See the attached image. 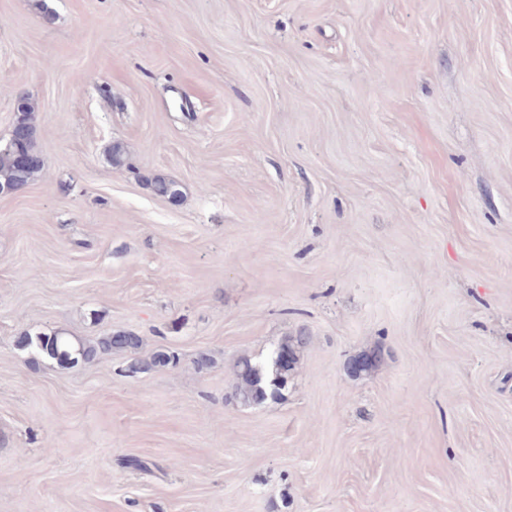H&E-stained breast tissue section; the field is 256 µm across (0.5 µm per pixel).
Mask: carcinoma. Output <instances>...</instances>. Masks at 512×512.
Wrapping results in <instances>:
<instances>
[{"label": "carcinoma", "mask_w": 512, "mask_h": 512, "mask_svg": "<svg viewBox=\"0 0 512 512\" xmlns=\"http://www.w3.org/2000/svg\"><path fill=\"white\" fill-rule=\"evenodd\" d=\"M33 110L27 99L22 98L17 105L16 123L27 129L29 140L27 149L30 160L23 164L10 142L0 144V188L18 189L25 186L43 167V160L35 147V125ZM154 192L162 197L176 200L181 191L175 181L158 177L153 182ZM307 343L304 335L285 337L270 360L266 363H254L248 358L241 359L236 366L238 384L235 398L244 404H259L279 394L285 386L288 375L294 371L299 352ZM143 344L141 336L131 331H117L101 336L94 341L72 340L59 333L25 336L20 340L24 348H32L39 353L56 360L62 366H71L79 362H91L98 356L112 351L132 355L125 372L130 375L145 373L152 369L174 367L179 363L176 352L160 348L147 359L137 356Z\"/></svg>", "instance_id": "obj_1"}]
</instances>
